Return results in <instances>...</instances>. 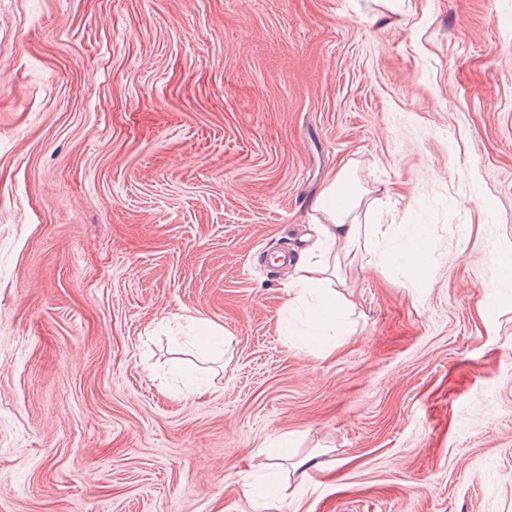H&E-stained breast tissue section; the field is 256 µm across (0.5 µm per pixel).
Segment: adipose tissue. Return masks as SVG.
Masks as SVG:
<instances>
[{
  "label": "adipose tissue",
  "instance_id": "obj_1",
  "mask_svg": "<svg viewBox=\"0 0 512 512\" xmlns=\"http://www.w3.org/2000/svg\"><path fill=\"white\" fill-rule=\"evenodd\" d=\"M366 194L355 176L353 161L341 162L336 171L329 173L322 189L311 199L310 209L323 244L332 254L296 265L289 300L280 316L285 336H300L326 354L335 349L336 338L345 326L346 311L338 292L346 283L343 268L370 247L379 263L390 260L387 250L374 243L382 232L381 225L363 224L358 219L357 211Z\"/></svg>",
  "mask_w": 512,
  "mask_h": 512
}]
</instances>
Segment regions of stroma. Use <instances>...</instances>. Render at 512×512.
<instances>
[{
	"instance_id": "obj_1",
	"label": "stroma",
	"mask_w": 512,
	"mask_h": 512,
	"mask_svg": "<svg viewBox=\"0 0 512 512\" xmlns=\"http://www.w3.org/2000/svg\"><path fill=\"white\" fill-rule=\"evenodd\" d=\"M0 62V512H512V0H0ZM347 159L428 276L323 357L269 255Z\"/></svg>"
}]
</instances>
